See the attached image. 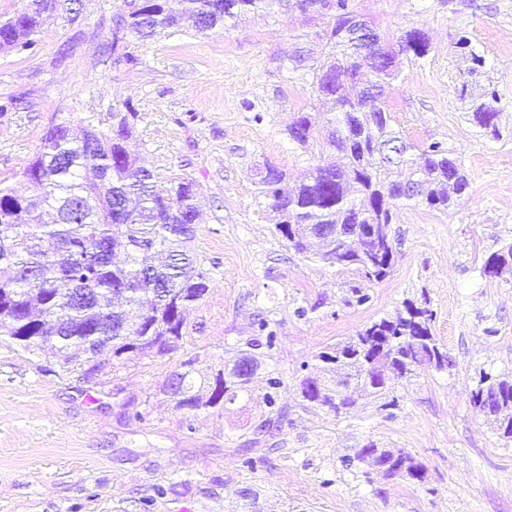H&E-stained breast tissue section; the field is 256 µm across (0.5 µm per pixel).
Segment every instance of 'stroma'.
<instances>
[{"label":"stroma","mask_w":512,"mask_h":512,"mask_svg":"<svg viewBox=\"0 0 512 512\" xmlns=\"http://www.w3.org/2000/svg\"><path fill=\"white\" fill-rule=\"evenodd\" d=\"M81 3L76 21L50 20L33 50L0 52V179L26 191L20 171L51 124L106 131L110 113L135 111L129 147L141 164L161 185L194 183L190 246L213 278L175 351H106L92 376L0 336V512H512V443L470 402L481 373L512 372V272L482 271L512 244V0H349L388 42L427 34L429 53L402 62L385 104L406 142L448 146L470 181L448 212L395 207L394 266L361 306L343 302L355 275L289 247L255 184L265 166L294 185L332 158L321 141L304 149L287 134L304 112L327 121L313 73L329 52L328 15L251 11L206 32L185 21L113 51L124 0ZM463 36L484 54L480 84L499 95L500 138L466 116ZM407 299L433 311L451 367L395 379L392 418L374 404L338 416L302 402L316 352ZM260 317L278 341L249 389L221 410L176 411L162 387L182 361L210 375L239 356ZM270 372L282 381L272 412L262 403ZM369 440L406 449L426 482L345 467Z\"/></svg>","instance_id":"35a3bbf8"}]
</instances>
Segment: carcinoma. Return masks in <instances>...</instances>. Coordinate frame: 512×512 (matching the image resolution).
I'll use <instances>...</instances> for the list:
<instances>
[{
	"label": "carcinoma",
	"instance_id": "cac0c4a2",
	"mask_svg": "<svg viewBox=\"0 0 512 512\" xmlns=\"http://www.w3.org/2000/svg\"><path fill=\"white\" fill-rule=\"evenodd\" d=\"M283 0H131L126 16L116 21L112 47L127 31L140 38L178 24L184 16L207 31L227 18ZM349 0H294L306 13L320 8L335 14L325 33L329 61L314 72L319 99L334 117L327 137L342 154L343 164H318L308 179L293 190L282 187L285 174L272 166L259 173L258 194L276 214V231L298 252L320 263L350 270L369 282L391 272L394 255L382 240L356 239L343 246L336 238L321 240L315 228L392 224L395 201L415 200L447 211L466 193L469 181L453 152L439 142L420 149L406 143L391 126L383 106L371 105L361 80L367 67L377 82L397 77L396 60L424 58L430 43L425 32L413 29L396 45L380 44L379 65L370 62L353 31L361 18L349 10ZM55 0H22L14 15L0 22V51L31 49L48 19ZM458 48L469 61L468 75L477 79L485 66L483 55L462 37ZM473 122L485 133L499 135V97L485 87L470 95ZM134 112L112 113L110 132L92 125L73 128L64 122L51 126L42 150L23 168L29 193L0 186V335L24 349L51 345L97 353L112 344V356L156 351L167 353L182 339L193 305L208 291L210 270L187 253L193 237L197 206L193 182L182 179L160 188L154 175L139 166L126 147ZM315 118L302 113L288 129L290 138L306 145L313 138ZM127 255L124 264L112 261L116 246ZM512 272V246L490 255L484 273L497 277ZM88 289L90 301L71 302L69 290ZM121 292L125 307H112V293ZM433 313L412 302L390 317L374 320L354 336L315 355L322 376L305 377L299 384L302 401L326 406L339 414L361 400L379 404L387 415L400 408L389 384L390 375L412 374L422 365L442 370L448 354L434 336ZM248 349L271 350L276 333L270 323H254ZM382 359L390 373L368 374L365 365ZM194 360L174 389L164 387L173 408L188 414L224 407L246 389L239 375L218 369L197 382ZM280 378L266 380L263 399L275 408ZM499 436L512 441V374L487 373L470 393ZM374 459L386 473L422 483L425 468L402 448H381L369 440L354 449L353 460Z\"/></svg>",
	"mask_w": 512,
	"mask_h": 512
}]
</instances>
